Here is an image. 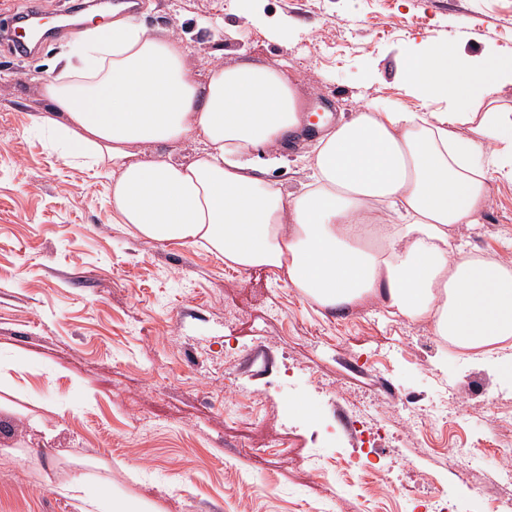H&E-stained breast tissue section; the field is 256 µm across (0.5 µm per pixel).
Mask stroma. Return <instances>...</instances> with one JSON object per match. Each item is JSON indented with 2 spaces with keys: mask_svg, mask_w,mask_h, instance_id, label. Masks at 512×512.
Returning a JSON list of instances; mask_svg holds the SVG:
<instances>
[{
  "mask_svg": "<svg viewBox=\"0 0 512 512\" xmlns=\"http://www.w3.org/2000/svg\"><path fill=\"white\" fill-rule=\"evenodd\" d=\"M140 23L182 38L199 80L262 59L331 123L369 102L419 111L398 76L421 43L512 57V0H137ZM61 21L33 55L0 38V512H75L82 479L151 512H491L512 493L497 444L512 438L501 384L431 326L369 301L319 308L265 268L235 270L201 246L137 238L112 221L103 184L34 126L40 83L67 54L91 0H0V24ZM312 140L267 174L307 180ZM457 234L512 259V178ZM447 406L432 431L406 398ZM386 430L368 450L352 420Z\"/></svg>",
  "mask_w": 512,
  "mask_h": 512,
  "instance_id": "stroma-1",
  "label": "stroma"
}]
</instances>
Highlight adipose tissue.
I'll list each match as a JSON object with an SVG mask.
<instances>
[{
  "mask_svg": "<svg viewBox=\"0 0 512 512\" xmlns=\"http://www.w3.org/2000/svg\"><path fill=\"white\" fill-rule=\"evenodd\" d=\"M77 39L80 53L43 78L49 108L34 122L106 180L115 223L276 270L328 311L374 299L463 352L499 349L491 369L512 384V262L453 239L486 208L490 170L512 168V119L480 107L512 85V60L452 42L408 56L401 79L422 111L373 105L337 124L311 151V188L287 197L264 175L297 140L305 102L278 68L218 66L199 81L181 38L130 17ZM193 135L206 147L190 162L152 154ZM488 141L501 151L484 154ZM63 492L77 512H147L80 480Z\"/></svg>",
  "mask_w": 512,
  "mask_h": 512,
  "instance_id": "obj_1",
  "label": "adipose tissue"
}]
</instances>
